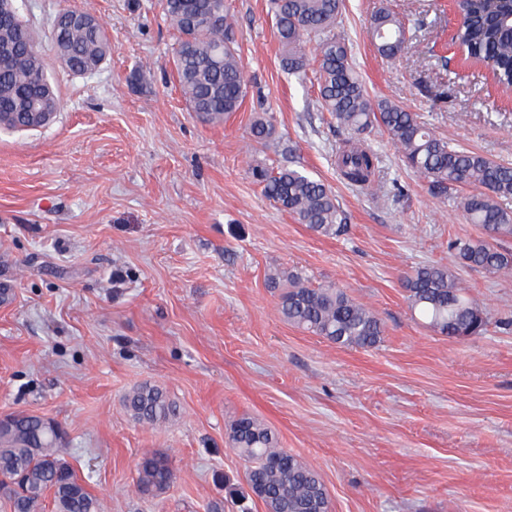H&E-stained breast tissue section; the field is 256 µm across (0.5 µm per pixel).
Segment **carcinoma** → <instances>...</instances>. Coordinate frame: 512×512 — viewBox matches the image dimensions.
<instances>
[{"instance_id":"carcinoma-1","label":"carcinoma","mask_w":512,"mask_h":512,"mask_svg":"<svg viewBox=\"0 0 512 512\" xmlns=\"http://www.w3.org/2000/svg\"><path fill=\"white\" fill-rule=\"evenodd\" d=\"M342 0H269L273 34L283 51L282 64L291 75L309 66L306 46L318 47L316 69L322 109L336 124L353 133L336 151V166L349 183L371 187L377 169L375 154L361 135L377 126L387 133L407 166L443 194L457 187L471 191L461 201L466 219L482 227L478 238L450 242L455 261L489 274L512 275V252L492 240L512 236V166L459 149L437 135L418 117L387 101H372L357 74L345 41L334 29ZM483 0H458L460 18L455 41L465 59L489 68L494 84L512 91V20L498 32L478 14ZM163 10L178 33L173 64L179 89L190 109L204 121L221 123L237 111L246 95L243 67L231 38L233 19L224 0H165ZM371 41L380 55L394 59L408 40L405 22L386 7L374 14ZM57 57L79 76L91 75L106 63L110 43L104 22L84 8L81 18L61 24L52 36ZM10 50L0 66V113L28 112L32 102L59 97L44 60L34 47L29 25L20 15L0 19V48ZM274 134L266 118L257 119L252 135L265 141ZM251 174L276 206L300 224L323 236L343 229L336 196L320 180L287 165H256ZM279 311L291 325L342 347L370 348L380 342L383 326L365 305L335 284L314 286L299 273L286 276ZM411 311L435 331L452 338L478 336L487 325L484 310L469 297L452 267L426 264L405 280ZM124 405L142 423L154 424L177 415L178 406L162 388L144 384L129 391ZM229 444L245 462L249 491L266 512H330V501L319 473L278 445L275 433L258 420L242 416L232 422ZM59 424L24 411L6 415L0 427V475L17 478V486L0 489L10 512H45L52 497L54 512H100L101 503L64 457ZM136 490L154 496L168 490L175 474L167 456H143L136 465Z\"/></svg>"}]
</instances>
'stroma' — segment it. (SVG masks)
Returning a JSON list of instances; mask_svg holds the SVG:
<instances>
[{
	"label": "stroma",
	"mask_w": 512,
	"mask_h": 512,
	"mask_svg": "<svg viewBox=\"0 0 512 512\" xmlns=\"http://www.w3.org/2000/svg\"><path fill=\"white\" fill-rule=\"evenodd\" d=\"M111 50L91 77L57 60L53 17L72 0H22L60 109L47 126L0 131V415L60 423L66 458L102 512H265L244 490L228 427L244 415L317 470L331 512H512V278L457 268L484 334L454 339L409 310L404 277L452 264L478 237L461 191L434 194L387 134H365L382 196L336 167L348 131L313 75L280 65L267 0H225L247 93L204 122L178 87L162 0H89ZM410 29L400 57L368 31L380 7ZM449 0H343L339 34L371 100H388L460 148L512 164V96L450 46ZM275 132L256 143L250 127ZM289 164L334 192L337 236L264 197L254 165ZM334 283L384 324L372 348L341 347L286 322L271 276ZM160 386L179 412L133 420L124 395ZM166 453L164 494L135 491L136 462Z\"/></svg>",
	"instance_id": "35a3bbf8"
}]
</instances>
